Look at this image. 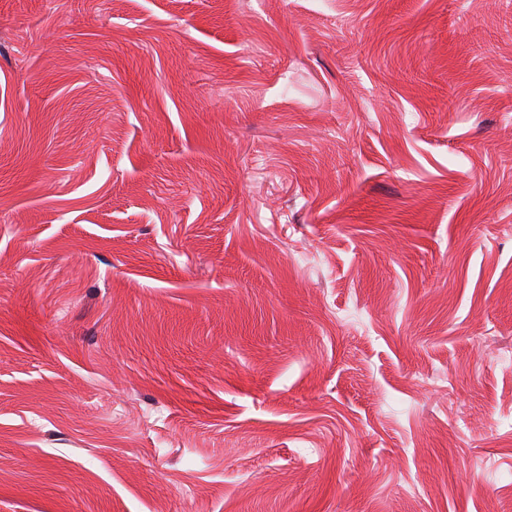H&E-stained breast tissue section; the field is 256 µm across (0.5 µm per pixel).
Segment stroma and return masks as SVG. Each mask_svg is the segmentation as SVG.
Returning a JSON list of instances; mask_svg holds the SVG:
<instances>
[{"instance_id":"35a3bbf8","label":"stroma","mask_w":512,"mask_h":512,"mask_svg":"<svg viewBox=\"0 0 512 512\" xmlns=\"http://www.w3.org/2000/svg\"><path fill=\"white\" fill-rule=\"evenodd\" d=\"M0 512H512V0H0Z\"/></svg>"}]
</instances>
